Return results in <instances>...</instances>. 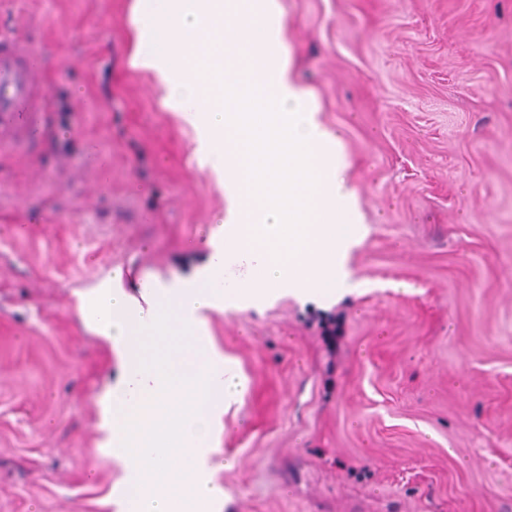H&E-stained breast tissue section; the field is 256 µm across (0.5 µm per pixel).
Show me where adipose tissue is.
<instances>
[{
  "instance_id": "adipose-tissue-1",
  "label": "adipose tissue",
  "mask_w": 512,
  "mask_h": 512,
  "mask_svg": "<svg viewBox=\"0 0 512 512\" xmlns=\"http://www.w3.org/2000/svg\"><path fill=\"white\" fill-rule=\"evenodd\" d=\"M131 21L136 66L194 128L200 166L236 207L188 275L148 280L136 299L116 274L81 298L119 360L98 402L99 449L124 467L115 512H224L216 433L247 385L212 345L208 315L288 291L337 295L360 224L340 139L291 78L278 0H133ZM282 169L292 186L274 204Z\"/></svg>"
}]
</instances>
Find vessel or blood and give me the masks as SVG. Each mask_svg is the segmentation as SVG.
<instances>
[{"mask_svg":"<svg viewBox=\"0 0 512 512\" xmlns=\"http://www.w3.org/2000/svg\"><path fill=\"white\" fill-rule=\"evenodd\" d=\"M40 50L13 38L0 37V145L35 150L49 94L33 63Z\"/></svg>","mask_w":512,"mask_h":512,"instance_id":"vessel-or-blood-1","label":"vessel or blood"}]
</instances>
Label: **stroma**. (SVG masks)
I'll use <instances>...</instances> for the list:
<instances>
[{
  "label": "stroma",
  "mask_w": 512,
  "mask_h": 512,
  "mask_svg": "<svg viewBox=\"0 0 512 512\" xmlns=\"http://www.w3.org/2000/svg\"><path fill=\"white\" fill-rule=\"evenodd\" d=\"M131 4L0 0L50 93L38 150L0 153V512H114L117 362L77 295L187 273L229 206L132 65ZM280 4L364 226L335 299L209 315L248 382L224 512H512V0Z\"/></svg>",
  "instance_id": "1"
}]
</instances>
